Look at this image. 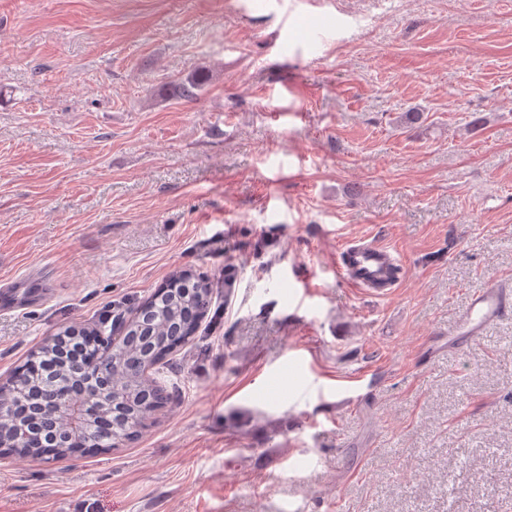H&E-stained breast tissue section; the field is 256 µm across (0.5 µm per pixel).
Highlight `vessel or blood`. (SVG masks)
<instances>
[{"label": "vessel or blood", "mask_w": 512, "mask_h": 512, "mask_svg": "<svg viewBox=\"0 0 512 512\" xmlns=\"http://www.w3.org/2000/svg\"><path fill=\"white\" fill-rule=\"evenodd\" d=\"M396 265L388 247L355 240L341 247L336 273L361 288H388L392 285L389 273ZM511 309L512 290L501 285H492L473 295L454 335L459 349L479 344L486 324Z\"/></svg>", "instance_id": "1"}]
</instances>
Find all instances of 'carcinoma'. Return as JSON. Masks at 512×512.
I'll return each mask as SVG.
<instances>
[{
	"label": "carcinoma",
	"instance_id": "obj_1",
	"mask_svg": "<svg viewBox=\"0 0 512 512\" xmlns=\"http://www.w3.org/2000/svg\"><path fill=\"white\" fill-rule=\"evenodd\" d=\"M205 82L202 73L186 77L179 82L178 92L185 98H193L202 90ZM211 304V285L198 277L190 281L187 272L179 271L146 298V308L133 322L129 339H135L140 326L146 328L147 335L153 337L158 348L163 346L168 336L179 334L192 337L207 317ZM71 336L77 339L83 336L100 337V340L87 345L83 370L96 373L99 367H105L104 379L108 388L132 390L138 405L136 421L131 422L125 417L114 427L111 423L112 397H105L94 389L87 391L88 416L80 423V437L89 445L109 450L115 440L122 443L134 439L146 421L153 418L172 398L166 384L159 378L141 376L142 363H147L149 369L158 368L169 352L159 356L131 357L127 366L114 370L110 363L112 329L106 328L99 321L76 331L67 328L53 335L42 343L37 354L47 356ZM74 370V365L61 362L55 373L48 378L36 376L29 371L21 383L12 379L0 383V442L13 448L18 459L30 461L41 458V444L48 436L56 438L58 451L53 458L68 456L67 448L70 447V438L74 433L71 406L60 403L54 419L47 421L41 413V404L46 393L73 378Z\"/></svg>",
	"mask_w": 512,
	"mask_h": 512
}]
</instances>
